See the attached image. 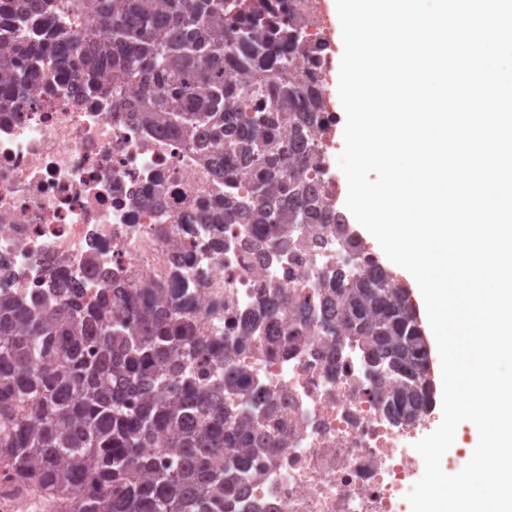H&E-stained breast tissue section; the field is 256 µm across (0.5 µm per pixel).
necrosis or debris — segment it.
I'll use <instances>...</instances> for the list:
<instances>
[{
    "label": "necrosis or debris",
    "mask_w": 512,
    "mask_h": 512,
    "mask_svg": "<svg viewBox=\"0 0 512 512\" xmlns=\"http://www.w3.org/2000/svg\"><path fill=\"white\" fill-rule=\"evenodd\" d=\"M138 94L42 68L0 114V282L30 295L59 272L94 303L103 288L96 265L134 291L167 289L179 276L183 316L214 340L255 306L260 280L282 284L293 302L284 324L301 316L308 325L300 347L274 355L254 341L235 357L278 410L279 446L254 460L242 512L255 502L263 512H405L420 429L388 419L360 353L335 346L321 322L322 268L354 261L367 270L375 255L340 245L332 212L323 248L260 264L245 246L249 225L202 222L220 210L224 178L183 140L136 118Z\"/></svg>",
    "instance_id": "4bbe7bcc"
}]
</instances>
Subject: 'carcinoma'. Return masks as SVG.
I'll return each mask as SVG.
<instances>
[{"label":"carcinoma","instance_id":"cac0c4a2","mask_svg":"<svg viewBox=\"0 0 512 512\" xmlns=\"http://www.w3.org/2000/svg\"><path fill=\"white\" fill-rule=\"evenodd\" d=\"M0 0V78L9 88L56 65L92 84L141 82L142 120L180 134L224 175V218L249 224L245 245L267 261L295 258L308 243L300 225L337 208L314 187L326 166V82L277 95L259 78L296 77L309 17L283 27L269 0L235 4L239 21L224 26L226 0ZM92 18L97 25L37 39L26 20ZM249 197L235 196L241 173ZM100 303L81 302L78 283L61 281L28 299L0 290V461L5 477L32 486L58 512H235L241 487L256 478L252 459L276 447L268 435L276 407L260 402L233 356L256 336L271 351L298 337L278 333L288 298L265 284L224 352L193 335L164 291L130 294L108 270ZM323 324L349 336L382 384L394 423L428 415L432 390L416 374L425 354L408 292L381 263L369 271L330 265L322 271ZM240 406L224 410V396ZM164 451L171 464L156 462Z\"/></svg>","mask_w":512,"mask_h":512}]
</instances>
